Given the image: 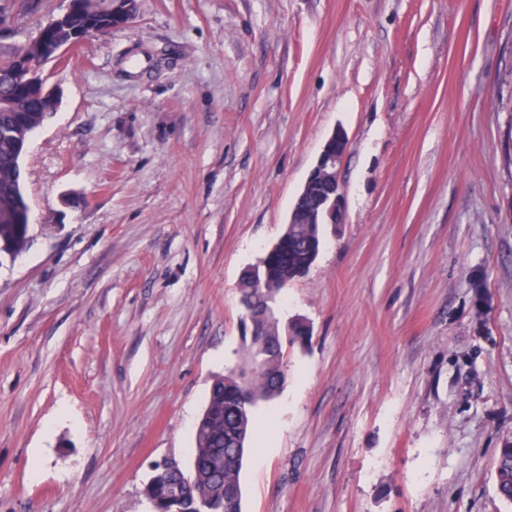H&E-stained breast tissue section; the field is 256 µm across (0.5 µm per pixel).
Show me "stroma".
Wrapping results in <instances>:
<instances>
[{
    "label": "stroma",
    "mask_w": 512,
    "mask_h": 512,
    "mask_svg": "<svg viewBox=\"0 0 512 512\" xmlns=\"http://www.w3.org/2000/svg\"><path fill=\"white\" fill-rule=\"evenodd\" d=\"M67 0H0V48ZM0 264V512H153L243 345L238 283L334 129L346 221L256 415L242 512H512V0H140L46 69ZM487 297L475 316L472 277ZM21 215L28 219L29 208L24 195L22 197L15 196L13 200L8 201L2 207L0 205V241L12 242L16 254L23 250L28 241L27 224H9L3 220L7 218L15 221ZM2 242L0 243V264L5 257L14 258L11 246ZM495 482L499 497L512 503V440L506 439L498 448L495 462ZM177 478L174 472H167L161 477L148 480L144 487V494L149 501L155 500L164 510L171 509V504L167 502L169 483Z\"/></svg>",
    "instance_id": "obj_1"
}]
</instances>
